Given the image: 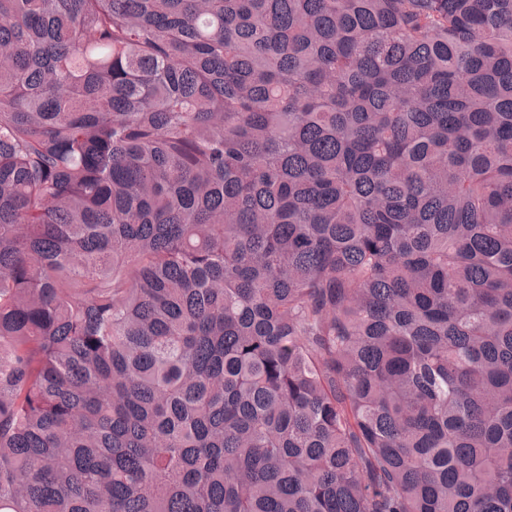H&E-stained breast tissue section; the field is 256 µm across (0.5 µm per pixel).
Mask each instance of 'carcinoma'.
I'll list each match as a JSON object with an SVG mask.
<instances>
[{
  "instance_id": "1",
  "label": "carcinoma",
  "mask_w": 512,
  "mask_h": 512,
  "mask_svg": "<svg viewBox=\"0 0 512 512\" xmlns=\"http://www.w3.org/2000/svg\"><path fill=\"white\" fill-rule=\"evenodd\" d=\"M0 512H512V0H0Z\"/></svg>"
}]
</instances>
